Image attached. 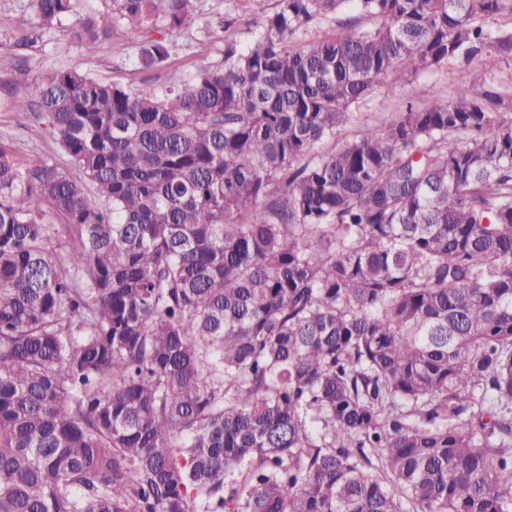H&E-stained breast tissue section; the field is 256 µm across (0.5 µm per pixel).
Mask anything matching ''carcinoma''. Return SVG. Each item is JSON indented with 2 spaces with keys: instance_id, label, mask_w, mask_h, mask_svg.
<instances>
[{
  "instance_id": "carcinoma-1",
  "label": "carcinoma",
  "mask_w": 512,
  "mask_h": 512,
  "mask_svg": "<svg viewBox=\"0 0 512 512\" xmlns=\"http://www.w3.org/2000/svg\"><path fill=\"white\" fill-rule=\"evenodd\" d=\"M107 2L74 38L137 31L142 68L231 25ZM348 2L377 24L291 45ZM27 8L34 43L80 0ZM505 15L279 0L182 86L1 85L66 164L0 143V512H512L500 97L474 77L313 154L391 74L512 55Z\"/></svg>"
}]
</instances>
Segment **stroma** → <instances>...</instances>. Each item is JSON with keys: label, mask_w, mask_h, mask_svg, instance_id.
Returning a JSON list of instances; mask_svg holds the SVG:
<instances>
[{"label": "stroma", "mask_w": 512, "mask_h": 512, "mask_svg": "<svg viewBox=\"0 0 512 512\" xmlns=\"http://www.w3.org/2000/svg\"><path fill=\"white\" fill-rule=\"evenodd\" d=\"M277 7L278 0H195L200 21L230 14L237 17V24L216 32L208 40L195 29H188L177 38L176 47L163 67L142 69L133 62L138 34H131L122 48L106 44L90 54L73 39L72 23L67 20L38 43L29 44L23 40L30 23L27 0H0V55L15 56L18 62L17 68L0 72V85L23 90L40 70L77 67L107 83L132 87L149 84L160 89L177 86L191 80L200 67L223 68L225 42L230 40L242 47L249 44L257 22ZM476 76L483 77L493 91L501 94V115L512 116V56H477L466 63L453 62L436 70L384 79L372 95L355 107L352 121L340 130L335 141L323 142L317 150L330 151L334 143L352 139L364 126L405 111L408 105L419 106L434 97L452 98L462 83ZM11 141L24 142L22 158L30 163L58 153L50 138L34 133L29 115L0 108V142Z\"/></svg>", "instance_id": "obj_1"}]
</instances>
